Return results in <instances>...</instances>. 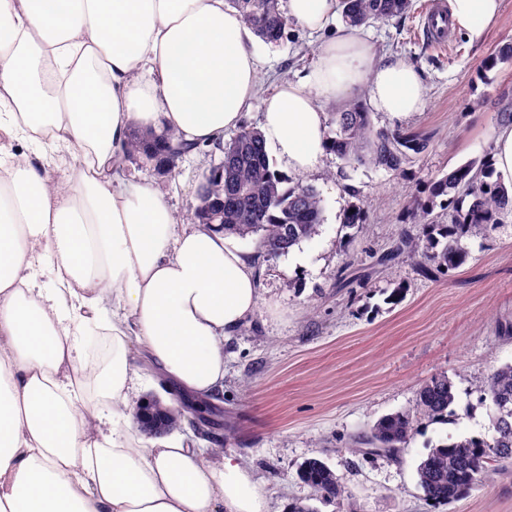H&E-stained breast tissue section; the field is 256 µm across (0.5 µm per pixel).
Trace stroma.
<instances>
[{
	"instance_id": "35a3bbf8",
	"label": "stroma",
	"mask_w": 512,
	"mask_h": 512,
	"mask_svg": "<svg viewBox=\"0 0 512 512\" xmlns=\"http://www.w3.org/2000/svg\"><path fill=\"white\" fill-rule=\"evenodd\" d=\"M432 3L414 0L402 17L364 29L379 55L409 60L426 87L421 111L400 119L372 112L374 127L423 135L428 150L400 174L352 169L328 155L302 177L324 204L311 239L272 259L256 237L240 241L254 259L260 304L224 347V451L252 469L269 512H285L292 501L338 512L298 479L309 458L342 476L358 512H512V466L446 506L425 500L415 472L440 440L492 433L477 389L512 362V212L489 235L464 239L467 261L450 275L424 279L405 254L375 263L402 234L417 233L412 212L435 178L488 155L497 128L512 121V64L484 66L512 42V0H501L480 39L455 32L443 47L423 27ZM342 26L337 18L309 32L290 22L278 44L255 40L261 93L308 73ZM218 159L213 150L194 152L169 173L130 160L123 173L161 192L189 224L201 176ZM355 205L365 222L345 227ZM439 374L453 383L455 420L423 421L399 456L359 452V436L382 416L412 409L421 384Z\"/></svg>"
}]
</instances>
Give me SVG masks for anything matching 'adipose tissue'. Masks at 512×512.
Masks as SVG:
<instances>
[{
	"label": "adipose tissue",
	"mask_w": 512,
	"mask_h": 512,
	"mask_svg": "<svg viewBox=\"0 0 512 512\" xmlns=\"http://www.w3.org/2000/svg\"><path fill=\"white\" fill-rule=\"evenodd\" d=\"M287 2L307 30L339 5ZM499 10L449 0L450 26L475 39ZM253 41L227 0H0V133L26 145L0 160V512H268L236 457L134 439L139 350L181 389L214 393L259 290L234 236L177 225L120 168L135 124L223 145L258 92ZM361 91L396 118L426 100L413 64L342 30L263 100L281 168L315 169L331 152L324 103ZM65 151L58 185L49 167Z\"/></svg>",
	"instance_id": "1"
}]
</instances>
